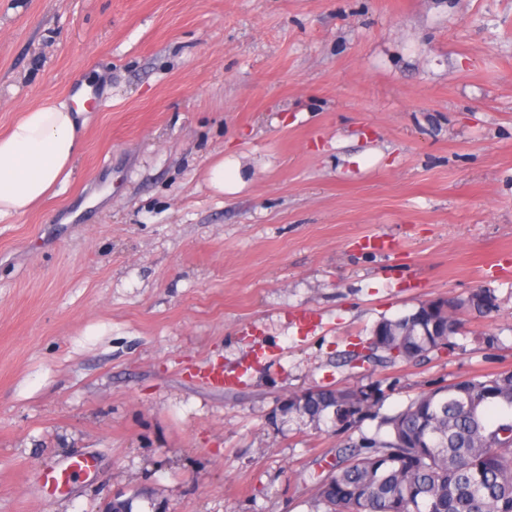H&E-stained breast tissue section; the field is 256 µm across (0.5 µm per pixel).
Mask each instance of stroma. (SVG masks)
Listing matches in <instances>:
<instances>
[{"instance_id":"stroma-1","label":"stroma","mask_w":512,"mask_h":512,"mask_svg":"<svg viewBox=\"0 0 512 512\" xmlns=\"http://www.w3.org/2000/svg\"><path fill=\"white\" fill-rule=\"evenodd\" d=\"M91 79L68 183L0 223V512H315L336 434L289 395L481 284L454 349L343 382L393 414L512 368V0H0V132ZM209 185L218 193H234L240 187L238 164L236 160H226L224 157L216 162L209 171Z\"/></svg>"}]
</instances>
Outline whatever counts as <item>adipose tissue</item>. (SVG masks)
<instances>
[{"instance_id": "adipose-tissue-1", "label": "adipose tissue", "mask_w": 512, "mask_h": 512, "mask_svg": "<svg viewBox=\"0 0 512 512\" xmlns=\"http://www.w3.org/2000/svg\"><path fill=\"white\" fill-rule=\"evenodd\" d=\"M88 118L47 100L24 109L0 134V222L41 207L67 183Z\"/></svg>"}]
</instances>
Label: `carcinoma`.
I'll use <instances>...</instances> for the list:
<instances>
[{
    "mask_svg": "<svg viewBox=\"0 0 512 512\" xmlns=\"http://www.w3.org/2000/svg\"><path fill=\"white\" fill-rule=\"evenodd\" d=\"M497 308L495 289L486 286L421 303L379 320L336 368L424 361L454 348L466 317ZM383 398L378 383L317 386L284 405L304 424L359 405L351 420L336 424V464L315 478L324 512H512V415L496 425L484 418L490 404L512 411L511 369L423 391L391 415L380 413ZM376 418L385 435L362 433L363 423Z\"/></svg>",
    "mask_w": 512,
    "mask_h": 512,
    "instance_id": "carcinoma-1",
    "label": "carcinoma"
}]
</instances>
